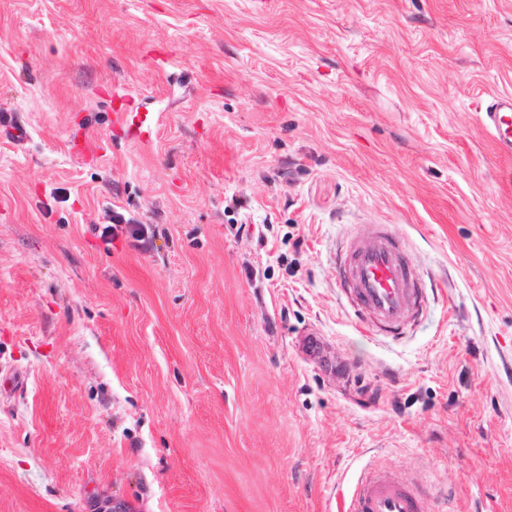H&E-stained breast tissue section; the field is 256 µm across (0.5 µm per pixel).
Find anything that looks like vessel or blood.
<instances>
[{"label":"vessel or blood","instance_id":"1","mask_svg":"<svg viewBox=\"0 0 512 512\" xmlns=\"http://www.w3.org/2000/svg\"><path fill=\"white\" fill-rule=\"evenodd\" d=\"M479 122L498 152L512 156V95L494 98ZM341 285L360 319L373 326L399 329L425 300L412 281L408 258L388 230L369 241H351L337 259ZM345 512H424L423 494L399 478L395 469H362Z\"/></svg>","mask_w":512,"mask_h":512}]
</instances>
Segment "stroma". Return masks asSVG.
<instances>
[{
  "mask_svg": "<svg viewBox=\"0 0 512 512\" xmlns=\"http://www.w3.org/2000/svg\"><path fill=\"white\" fill-rule=\"evenodd\" d=\"M506 93L512 0H0V512H341L368 463L512 512ZM379 224L397 337L336 281ZM479 122L503 156H512V95L494 98Z\"/></svg>",
  "mask_w": 512,
  "mask_h": 512,
  "instance_id": "1",
  "label": "stroma"
}]
</instances>
